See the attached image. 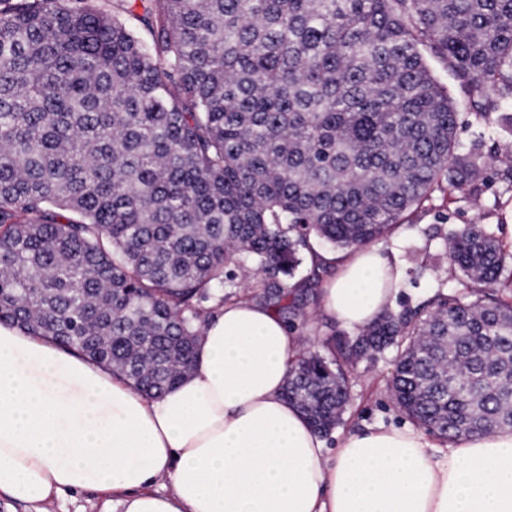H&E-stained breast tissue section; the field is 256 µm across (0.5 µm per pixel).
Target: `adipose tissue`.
I'll return each mask as SVG.
<instances>
[{
	"mask_svg": "<svg viewBox=\"0 0 512 512\" xmlns=\"http://www.w3.org/2000/svg\"><path fill=\"white\" fill-rule=\"evenodd\" d=\"M401 269L349 250L322 310L352 332L392 308ZM302 338L251 302L217 307L195 367L156 398L111 368L0 322V496L45 512L69 492L102 512H512V431L435 450L411 428L338 447L283 396Z\"/></svg>",
	"mask_w": 512,
	"mask_h": 512,
	"instance_id": "ef3b65f1",
	"label": "adipose tissue"
}]
</instances>
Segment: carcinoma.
<instances>
[{"instance_id": "cac0c4a2", "label": "carcinoma", "mask_w": 512, "mask_h": 512, "mask_svg": "<svg viewBox=\"0 0 512 512\" xmlns=\"http://www.w3.org/2000/svg\"><path fill=\"white\" fill-rule=\"evenodd\" d=\"M141 2L0 0V322L161 394L192 369L210 302L293 327L313 241L363 246L436 193L472 198L488 160L459 153L426 54L490 120L512 101V0ZM448 278L463 297L298 359L285 399L326 434L349 368L392 347L415 426L512 430V263L493 231L452 236Z\"/></svg>"}]
</instances>
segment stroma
<instances>
[{"label": "stroma", "mask_w": 512, "mask_h": 512, "mask_svg": "<svg viewBox=\"0 0 512 512\" xmlns=\"http://www.w3.org/2000/svg\"><path fill=\"white\" fill-rule=\"evenodd\" d=\"M430 66L435 78L447 87L460 114L461 152H468L477 144L485 155L496 160L512 155V129L497 120L487 124L477 119L458 83L443 65L434 60ZM474 192L478 197L474 203H449L434 196L422 208L407 212L381 239L384 254L395 260L403 272L396 310L416 306L440 286L446 292H457V285L446 280L448 243L451 233L463 225L489 226L503 245L512 239L506 230L512 224V185L504 180L501 168L488 170L475 182ZM298 332L304 338L305 350L320 351L329 336L345 335L346 330L324 314L320 297L314 296L302 310ZM393 369L394 353L389 349L378 353L375 359L358 363L350 375V401L341 423L327 437L329 445H336L352 432L407 424V417L389 395L388 381Z\"/></svg>", "instance_id": "obj_1"}]
</instances>
